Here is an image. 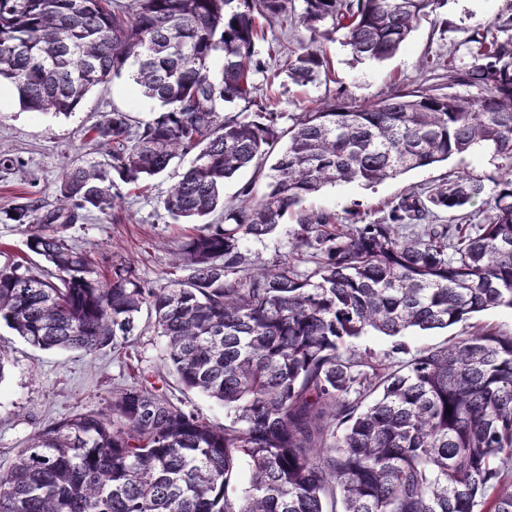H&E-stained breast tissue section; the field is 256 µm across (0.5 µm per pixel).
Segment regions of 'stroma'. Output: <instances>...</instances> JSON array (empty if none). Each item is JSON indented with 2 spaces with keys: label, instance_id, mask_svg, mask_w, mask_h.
<instances>
[{
  "label": "stroma",
  "instance_id": "1",
  "mask_svg": "<svg viewBox=\"0 0 512 512\" xmlns=\"http://www.w3.org/2000/svg\"><path fill=\"white\" fill-rule=\"evenodd\" d=\"M478 30L490 31L500 40L511 37L512 0H445L441 8L418 22L391 58L380 63H355L341 36H334L325 43L332 71L329 80L301 86L281 77L260 95L270 99L275 111L292 115L324 99L360 104L397 89L416 87H433L444 93L448 90L447 70L427 68V61L449 56L457 68L471 66L469 39ZM115 108L142 119L148 116L150 103L125 76L91 91L76 111L67 115L23 110L14 89L0 85V157L18 162L14 170L0 171V210L22 197L48 209L56 206V186L64 167L75 153L93 150L84 137L85 128ZM182 171V165L173 164L144 192L118 184L122 210L112 216L91 213L70 229L73 243L96 251L109 262L130 261L142 280L161 283L174 251L196 231L195 225L172 220L163 208L169 187ZM460 175L480 180L485 195L493 194L497 171L489 152L477 149L369 186L349 182L325 188L308 198L305 207L334 214L340 224H372L381 220L401 195L426 191L443 179ZM489 329L512 334V309L491 308L445 329L412 332L404 341L413 353ZM139 330L124 350L105 346L87 355L34 348L1 324L0 349L8 360L0 371V464H8L39 428L75 411L100 409L111 400L113 391L142 374L162 377L187 406L210 422L223 424V406L184 389L166 365L164 340L152 319L141 317Z\"/></svg>",
  "mask_w": 512,
  "mask_h": 512
}]
</instances>
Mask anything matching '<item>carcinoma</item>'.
Masks as SVG:
<instances>
[{
  "instance_id": "carcinoma-1",
  "label": "carcinoma",
  "mask_w": 512,
  "mask_h": 512,
  "mask_svg": "<svg viewBox=\"0 0 512 512\" xmlns=\"http://www.w3.org/2000/svg\"><path fill=\"white\" fill-rule=\"evenodd\" d=\"M441 2L0 0V82L22 108L71 113L124 73L156 106L140 121L114 108L88 128L101 159L67 164L57 207L4 211L43 265L0 266V323L40 349L91 355L125 348L145 310L181 384L224 405L216 425L136 380L35 431L0 469V512H512V335L408 358L400 341L512 309V38L476 33L465 70L436 61L471 95L402 89L290 118L255 84L328 75L321 40L337 33L354 61L382 62ZM275 25L304 35L271 73L257 44ZM476 148L501 171L481 224L427 223L480 197L463 176L401 197L385 224L303 207L328 185ZM188 156L164 208L203 229L166 282L123 261L101 270L72 243L85 214L122 206L116 181L142 186ZM249 166L264 192L251 182L224 203V181ZM289 212V251L252 254ZM370 330L394 339L381 358L353 346Z\"/></svg>"
}]
</instances>
